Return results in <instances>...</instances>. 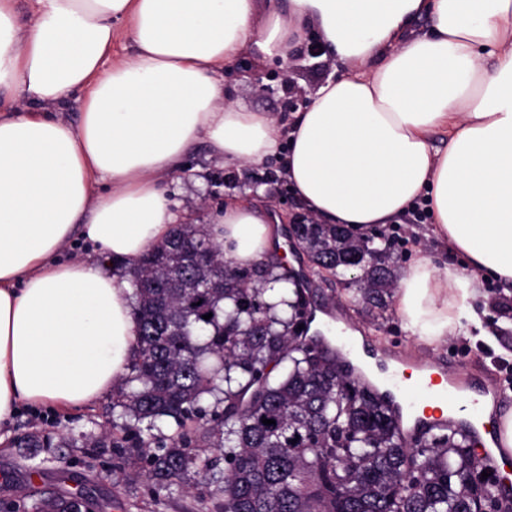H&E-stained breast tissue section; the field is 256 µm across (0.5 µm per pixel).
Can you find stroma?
<instances>
[{"instance_id":"35a3bbf8","label":"stroma","mask_w":512,"mask_h":512,"mask_svg":"<svg viewBox=\"0 0 512 512\" xmlns=\"http://www.w3.org/2000/svg\"><path fill=\"white\" fill-rule=\"evenodd\" d=\"M316 31H306L297 54L288 61L269 63L255 70L251 56L240 57L221 71L218 79L231 100L264 112H284L290 94H303L328 77L340 76L344 68L320 46ZM263 183L265 195L276 208L289 216H303L299 205H287L288 189L278 174L276 162L262 166L225 167L212 157L207 146H195L185 157L184 166L169 182L168 188L179 209H189L202 224L224 207L225 199L242 196L249 182ZM388 235H398L405 244L400 250L399 265H406L417 250L433 256L439 266L451 262L449 253L437 242L416 231L410 224L384 226ZM289 265L308 271L307 282L312 302L328 315L331 323L344 330L361 332L367 342L383 356L404 363L439 366L447 370L456 387L481 380L500 395L502 407H512V392L502 388L512 383V295L495 284H487L476 306L486 310L490 332L482 338L470 329L449 337L447 343L429 347L410 336L395 311L375 321L358 311L348 300L343 285L333 277L311 274L306 252L291 245ZM112 428V399L103 397L90 406L60 410L46 406L37 410L21 409L8 431L0 433V499H20L32 487L62 491L84 490L100 504L101 512H219L206 485L196 474H188L184 483L169 489L158 487L145 474L136 472L133 463L138 449L122 454L112 449L89 451L71 443L73 435L97 436ZM50 432L62 440L59 448H30L25 441L29 433Z\"/></svg>"}]
</instances>
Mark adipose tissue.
Here are the masks:
<instances>
[{
  "label": "adipose tissue",
  "mask_w": 512,
  "mask_h": 512,
  "mask_svg": "<svg viewBox=\"0 0 512 512\" xmlns=\"http://www.w3.org/2000/svg\"><path fill=\"white\" fill-rule=\"evenodd\" d=\"M123 22L131 49L105 66ZM310 27L344 75L294 112L225 99L217 73L289 60ZM2 87L18 101L0 106V428L24 405L89 406L129 369L126 269L197 223L165 181L198 143L228 168L277 160L322 224L367 232L426 203L459 261L417 253L393 299L427 345L482 326L485 281L512 286V0H0ZM75 90L73 124L56 110ZM281 223L234 197L208 230L252 265ZM77 238L92 255L62 259ZM480 404L487 447L512 450V411Z\"/></svg>",
  "instance_id": "adipose-tissue-1"
}]
</instances>
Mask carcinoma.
Instances as JSON below:
<instances>
[{
    "label": "carcinoma",
    "mask_w": 512,
    "mask_h": 512,
    "mask_svg": "<svg viewBox=\"0 0 512 512\" xmlns=\"http://www.w3.org/2000/svg\"><path fill=\"white\" fill-rule=\"evenodd\" d=\"M293 237L312 273H331L350 303L375 317L388 310L395 239L312 219ZM131 287L136 351L112 406L159 486L192 471L221 512H512V494L466 433L451 424L404 433L397 407L329 342L307 335L308 289L280 261L236 265L205 225L177 224L131 263ZM162 419L175 431L157 437ZM190 423L204 438H192ZM208 448L221 452L224 470ZM98 508L81 490L0 500V512Z\"/></svg>",
    "instance_id": "1"
}]
</instances>
